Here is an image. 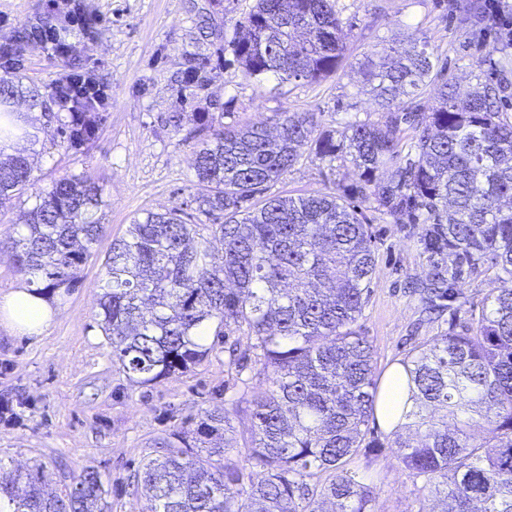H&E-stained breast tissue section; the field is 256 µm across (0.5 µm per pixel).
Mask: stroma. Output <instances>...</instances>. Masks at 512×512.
I'll return each mask as SVG.
<instances>
[{
	"instance_id": "stroma-1",
	"label": "stroma",
	"mask_w": 512,
	"mask_h": 512,
	"mask_svg": "<svg viewBox=\"0 0 512 512\" xmlns=\"http://www.w3.org/2000/svg\"><path fill=\"white\" fill-rule=\"evenodd\" d=\"M455 2L335 0L345 30L342 67L321 82L280 88L270 80L246 79L232 51L234 26L256 0H81L98 21L93 33L56 20L62 40L75 44L84 65L108 83L111 103L95 139L78 149L67 147L56 123H41L33 175L40 186L69 173L85 174L100 185L106 233L83 266L78 287L50 296L54 316L42 335L19 333L0 319V403L9 402L16 413L15 420H0L1 463L10 468L36 461L53 473L95 467L109 490L108 512H142L144 502L127 478L149 455L151 440L186 426L202 409L233 405L238 445L225 461L250 472L244 446L251 433L250 402L269 383L246 333H230L228 341L236 342L243 371L229 367L228 343L220 342L191 371L152 386L133 384L113 363L98 325L96 292L105 257L134 218L172 207L194 211L197 125L188 120L174 130L168 123L172 113L210 112L222 115L224 124L246 126L269 122L279 112H312L321 128L339 132L354 120L383 121L359 64L370 50L399 35L426 44L445 63L446 78L460 92L470 90L486 52L484 33L458 23ZM44 18L42 0H0V38ZM194 59L206 62L203 81L186 75ZM63 68L50 48L34 42L25 45L16 65L47 100L53 99ZM358 183L349 160L331 165L308 151L267 193H351L352 205L370 226L375 258L358 324L374 350L376 374L383 377L413 348L471 322L498 282L492 272L479 269L457 283L459 300L428 312L418 289L434 273L423 225L396 223L373 201L354 197ZM33 202L26 195L0 209V294L25 285L6 244L18 214ZM347 466L371 470L377 512H418L428 495L395 449L384 447L371 461L362 454L352 457Z\"/></svg>"
}]
</instances>
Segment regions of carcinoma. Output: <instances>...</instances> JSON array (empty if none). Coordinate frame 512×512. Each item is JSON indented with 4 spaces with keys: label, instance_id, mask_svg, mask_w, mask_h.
I'll return each mask as SVG.
<instances>
[{
    "label": "carcinoma",
    "instance_id": "carcinoma-1",
    "mask_svg": "<svg viewBox=\"0 0 512 512\" xmlns=\"http://www.w3.org/2000/svg\"><path fill=\"white\" fill-rule=\"evenodd\" d=\"M458 9L465 23L484 19L478 0ZM232 47L259 84L319 82L345 57L334 0H257ZM360 67L385 119L351 122L340 137L318 129L312 112L276 114L274 134L192 113L210 131L194 146L192 202L206 221L189 224L180 208L148 212L112 241L97 285L98 323L130 381L151 386L186 372L214 350L204 330L224 339L243 328L269 381L250 409L249 486L240 468L224 463L234 447L231 412L206 408L191 426L152 442L162 454L144 458L135 474L145 512H376L370 471L346 467L360 450L382 447L367 439L380 387L371 346L357 330L374 269L369 225L344 194L259 198L303 149L330 164L346 157L359 171L356 194L398 222L428 223L437 269L430 301L454 297V284L483 266L497 280L512 279L505 88L487 78L462 96L443 80L426 112L417 91L440 74L426 46L397 38ZM25 81L17 71L0 75V104L29 93L55 117ZM102 121L100 112H68L59 133L77 149ZM403 122L417 131L404 155ZM32 171L28 156L0 152V206L35 185ZM34 197L15 222L16 271L39 293L68 292L103 234L102 189L70 174ZM402 366L412 405L387 439L438 498L439 509L419 512H512V288L491 289L476 326L432 338ZM322 472L329 482L311 484ZM52 483L42 464L9 471L0 464V512H103L96 468L70 476L61 492Z\"/></svg>",
    "mask_w": 512,
    "mask_h": 512
}]
</instances>
